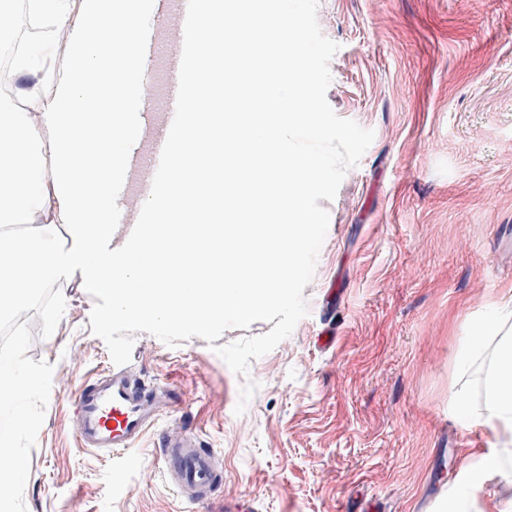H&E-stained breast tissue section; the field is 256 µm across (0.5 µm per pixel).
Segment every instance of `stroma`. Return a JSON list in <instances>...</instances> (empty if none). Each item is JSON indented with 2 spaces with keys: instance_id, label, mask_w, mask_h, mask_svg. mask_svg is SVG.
<instances>
[{
  "instance_id": "obj_1",
  "label": "stroma",
  "mask_w": 512,
  "mask_h": 512,
  "mask_svg": "<svg viewBox=\"0 0 512 512\" xmlns=\"http://www.w3.org/2000/svg\"><path fill=\"white\" fill-rule=\"evenodd\" d=\"M317 20L339 46L327 101L374 140L320 202L306 315L245 377L202 338L134 335L135 374L174 387V422L222 463L215 502L168 483L173 422L114 455L77 445L75 393L112 364L77 271L52 336L23 315L28 357L53 367L27 512H512V468L483 466L503 437L472 418L490 357L462 363L473 322L512 296V0H319Z\"/></svg>"
}]
</instances>
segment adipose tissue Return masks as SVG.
<instances>
[{"instance_id":"adipose-tissue-1","label":"adipose tissue","mask_w":512,"mask_h":512,"mask_svg":"<svg viewBox=\"0 0 512 512\" xmlns=\"http://www.w3.org/2000/svg\"><path fill=\"white\" fill-rule=\"evenodd\" d=\"M512 300L502 303L493 317L482 318L470 338V357L492 351L493 364L485 385V416L479 424L512 434Z\"/></svg>"}]
</instances>
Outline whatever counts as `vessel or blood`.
Listing matches in <instances>:
<instances>
[{"label": "vessel or blood", "instance_id": "b4317fda", "mask_svg": "<svg viewBox=\"0 0 512 512\" xmlns=\"http://www.w3.org/2000/svg\"><path fill=\"white\" fill-rule=\"evenodd\" d=\"M159 20L151 24L142 97L152 100L155 92L156 56L166 52L165 102L156 118L150 119L146 145H134L129 166L135 173L134 191L148 199L158 168L162 147L174 119L183 49L187 0H157ZM178 405L170 384L144 382L134 377L129 366H112L97 373L79 389L74 400L73 437L79 447L121 452L136 447L148 432ZM165 475L184 500L208 503L219 478L218 458L202 447L197 433L185 431L161 441Z\"/></svg>", "mask_w": 512, "mask_h": 512}]
</instances>
